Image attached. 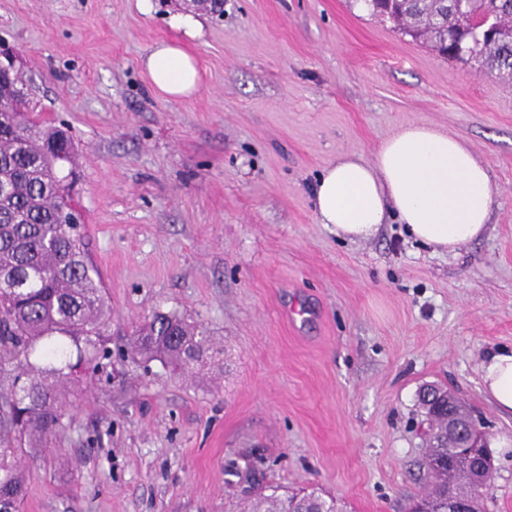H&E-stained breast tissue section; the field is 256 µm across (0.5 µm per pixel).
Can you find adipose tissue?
Here are the masks:
<instances>
[{"label":"adipose tissue","mask_w":512,"mask_h":512,"mask_svg":"<svg viewBox=\"0 0 512 512\" xmlns=\"http://www.w3.org/2000/svg\"><path fill=\"white\" fill-rule=\"evenodd\" d=\"M143 65L165 97L181 99L197 89V61L179 42L156 44ZM494 196L487 166L462 142L417 123L385 137L372 161L337 158L313 187L317 221L336 235L365 239L393 216L414 239L447 253L484 233ZM482 384L499 413L512 416V348L487 356Z\"/></svg>","instance_id":"ef3b65f1"}]
</instances>
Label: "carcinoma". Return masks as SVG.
Returning <instances> with one entry per match:
<instances>
[{"label":"carcinoma","instance_id":"carcinoma-1","mask_svg":"<svg viewBox=\"0 0 512 512\" xmlns=\"http://www.w3.org/2000/svg\"><path fill=\"white\" fill-rule=\"evenodd\" d=\"M363 2L371 16L447 58L512 81V0H471L468 15L455 12L452 0ZM473 16L488 20L493 32L474 29ZM24 87L18 73L0 83V377L11 379L9 389L0 391V512H15L24 493L17 453L51 448L65 431L64 387L112 358L106 340L112 310L64 183L65 167L75 168V144L65 129L32 118L30 100L21 99ZM212 351L205 329L160 312L136 326L130 348L146 367L158 361L181 373ZM419 405L434 432L426 453L431 486L425 505L448 512V501L469 499L483 512V487L471 470L450 477L434 467L454 453L441 436L448 429V406L422 399ZM252 502L249 512H259L258 502L267 504V512H341L336 500L314 489L281 495L269 486Z\"/></svg>","mask_w":512,"mask_h":512}]
</instances>
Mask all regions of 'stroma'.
I'll return each instance as SVG.
<instances>
[{"label": "stroma", "instance_id": "35a3bbf8", "mask_svg": "<svg viewBox=\"0 0 512 512\" xmlns=\"http://www.w3.org/2000/svg\"><path fill=\"white\" fill-rule=\"evenodd\" d=\"M199 23L185 39L176 20ZM39 119L78 153L74 201L112 309L109 339L174 311L219 349L194 373L113 357L69 394L54 449L20 457L17 512H240L258 486L319 489L347 512H410L426 490L417 395L451 389L496 446L486 512H512V417L482 391L512 347V84L369 16L356 0H0ZM185 41L194 95L142 62ZM422 123L487 165L481 238L437 253L389 219L349 240L312 188ZM313 305L292 328L285 309Z\"/></svg>", "mask_w": 512, "mask_h": 512}]
</instances>
